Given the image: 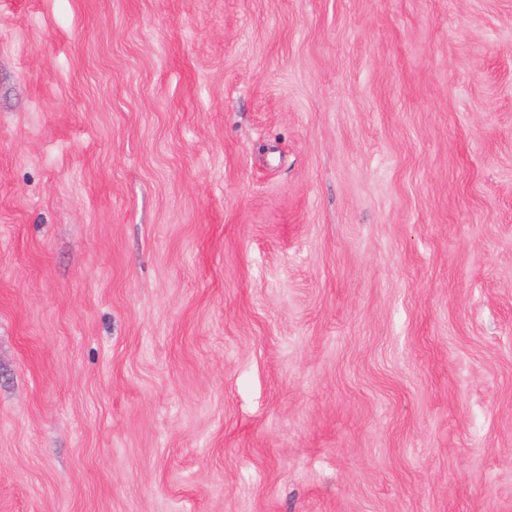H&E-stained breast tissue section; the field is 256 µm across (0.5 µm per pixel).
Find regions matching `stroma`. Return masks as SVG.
<instances>
[{"mask_svg": "<svg viewBox=\"0 0 512 512\" xmlns=\"http://www.w3.org/2000/svg\"><path fill=\"white\" fill-rule=\"evenodd\" d=\"M0 512H512V0H0Z\"/></svg>", "mask_w": 512, "mask_h": 512, "instance_id": "stroma-1", "label": "stroma"}]
</instances>
